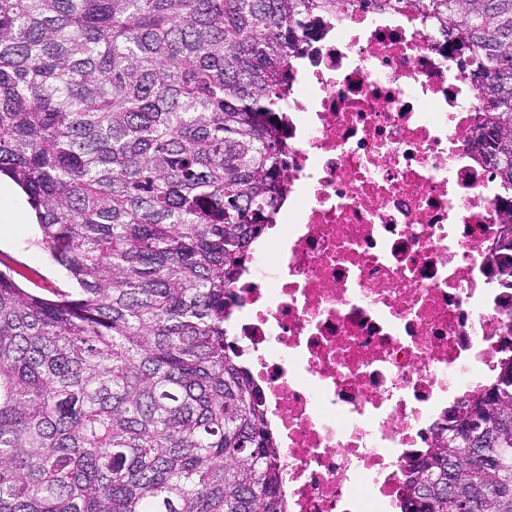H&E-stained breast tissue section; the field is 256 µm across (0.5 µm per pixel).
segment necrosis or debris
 Returning a JSON list of instances; mask_svg holds the SVG:
<instances>
[{"label": "necrosis or debris", "mask_w": 512, "mask_h": 512, "mask_svg": "<svg viewBox=\"0 0 512 512\" xmlns=\"http://www.w3.org/2000/svg\"><path fill=\"white\" fill-rule=\"evenodd\" d=\"M288 116L281 224L253 244L229 335L281 448L288 512H399L449 402L512 355L490 266L501 210L478 85L413 16L338 12Z\"/></svg>", "instance_id": "obj_1"}]
</instances>
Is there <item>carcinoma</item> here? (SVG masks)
Listing matches in <instances>:
<instances>
[{"mask_svg":"<svg viewBox=\"0 0 512 512\" xmlns=\"http://www.w3.org/2000/svg\"><path fill=\"white\" fill-rule=\"evenodd\" d=\"M408 12L481 77L477 134L512 196V0H366ZM351 0H0V174L76 284L0 270V512H288L280 448L225 322L288 192L293 62ZM512 289V236L492 255ZM490 463L429 446L402 512H512V382Z\"/></svg>","mask_w":512,"mask_h":512,"instance_id":"cac0c4a2","label":"carcinoma"}]
</instances>
